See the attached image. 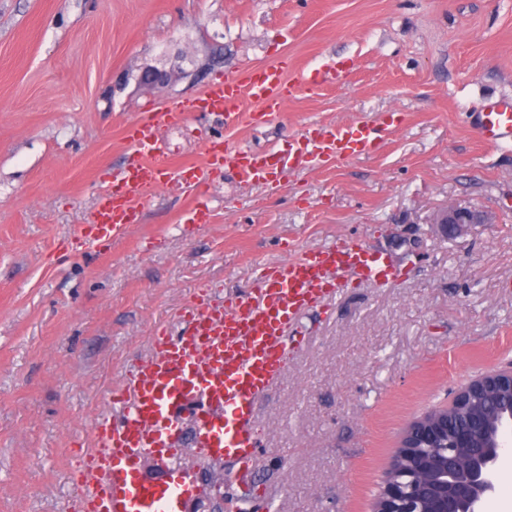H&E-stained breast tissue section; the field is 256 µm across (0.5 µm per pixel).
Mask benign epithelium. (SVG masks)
<instances>
[{
    "label": "benign epithelium",
    "mask_w": 512,
    "mask_h": 512,
    "mask_svg": "<svg viewBox=\"0 0 512 512\" xmlns=\"http://www.w3.org/2000/svg\"><path fill=\"white\" fill-rule=\"evenodd\" d=\"M192 69L179 64L169 69L144 67L136 77L140 87L163 89L183 78L201 81L224 65V44L213 42L202 58L191 59ZM478 215L469 207L450 203L430 222V233L444 240L448 231L464 234ZM391 238L412 254L421 239L405 225ZM512 432V367L470 380L455 394L448 409L407 425L399 449L392 456L376 496L375 512H398L404 487L391 478L403 463L411 465L418 483L412 485L426 512H479L478 505L493 491L494 467Z\"/></svg>",
    "instance_id": "obj_1"
}]
</instances>
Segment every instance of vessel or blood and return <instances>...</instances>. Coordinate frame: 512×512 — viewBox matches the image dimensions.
<instances>
[{
	"label": "vessel or blood",
	"instance_id": "1",
	"mask_svg": "<svg viewBox=\"0 0 512 512\" xmlns=\"http://www.w3.org/2000/svg\"><path fill=\"white\" fill-rule=\"evenodd\" d=\"M288 68L284 59L246 68L211 82L197 98L168 102L128 126L125 138L140 161L113 175L93 222L82 227L83 238L99 242L137 223L141 200L154 190L199 191L226 168L236 169L244 182L263 185L315 158L368 154L375 145L371 129L341 126L309 131L284 153L254 154L217 139L207 144L203 166L175 168L165 160L162 133L191 113L234 117L247 98L256 104L251 122L280 111L296 90ZM474 129L488 144L512 137V98L488 102L476 113ZM348 274L379 287L395 280L386 258L358 242L306 251L260 268L247 297L217 302L202 291L185 309L190 328L184 335L174 338L156 328L150 357L112 391L120 415L102 414L93 422L95 446L84 454L74 512H184L197 494L179 446L180 420L187 411L198 429L197 463L233 459L240 485L252 491L261 456L253 434L257 403L279 379L298 321L335 298ZM149 458L158 476L142 474L141 464Z\"/></svg>",
	"mask_w": 512,
	"mask_h": 512
}]
</instances>
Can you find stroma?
<instances>
[{
  "mask_svg": "<svg viewBox=\"0 0 512 512\" xmlns=\"http://www.w3.org/2000/svg\"><path fill=\"white\" fill-rule=\"evenodd\" d=\"M214 40L213 78L285 57L300 88L262 124L192 113L163 136L170 161L204 165L219 136L284 151L350 124L378 129L375 151L261 186L227 169L200 195L152 192L109 241L77 237L138 160L126 126L204 89L146 90L140 69ZM504 96L512 0H0V512H70L94 419L155 328L186 330L200 290L245 295L259 268L350 238L400 277L345 279L303 319L260 404L254 481L281 512H371L404 428L512 364V141L486 144L468 121ZM200 199L210 223L187 224ZM451 202L483 223L428 236ZM391 224L423 233L418 254Z\"/></svg>",
  "mask_w": 512,
  "mask_h": 512,
  "instance_id": "1",
  "label": "stroma"
}]
</instances>
